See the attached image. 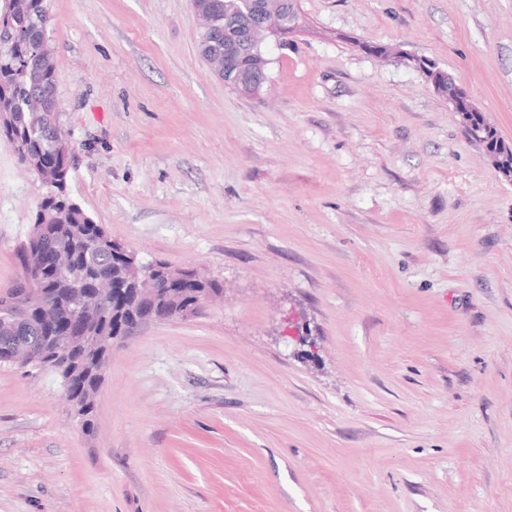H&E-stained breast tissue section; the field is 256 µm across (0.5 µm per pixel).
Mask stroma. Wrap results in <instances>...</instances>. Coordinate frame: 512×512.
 Masks as SVG:
<instances>
[{"mask_svg": "<svg viewBox=\"0 0 512 512\" xmlns=\"http://www.w3.org/2000/svg\"><path fill=\"white\" fill-rule=\"evenodd\" d=\"M297 6L247 97L190 0H48L72 198L224 292L113 347L88 431L0 365V512H512V181L399 57L512 145V0ZM45 194L0 144V295Z\"/></svg>", "mask_w": 512, "mask_h": 512, "instance_id": "1", "label": "stroma"}]
</instances>
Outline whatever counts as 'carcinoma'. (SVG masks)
<instances>
[{"instance_id":"obj_1","label":"carcinoma","mask_w":512,"mask_h":512,"mask_svg":"<svg viewBox=\"0 0 512 512\" xmlns=\"http://www.w3.org/2000/svg\"><path fill=\"white\" fill-rule=\"evenodd\" d=\"M199 6L214 22L202 45L203 59L214 67L223 60L224 27L248 32L257 21V3L201 0ZM49 24L47 0H0V141L47 187L18 254L15 284L0 296V364L8 363L6 351L20 344L36 352L31 366L61 377L82 406V427L88 431L106 361L98 343L106 336L119 340L147 315L194 314L224 288L182 268L181 277L159 289L154 300L137 304L123 280L117 243L67 192L69 155L56 146V65L53 55L40 51ZM461 120L488 152L502 149L504 141L476 108L461 113ZM57 251L69 254L70 267L50 264ZM100 279L118 285L116 293L103 298L101 311H80L81 296Z\"/></svg>"}]
</instances>
